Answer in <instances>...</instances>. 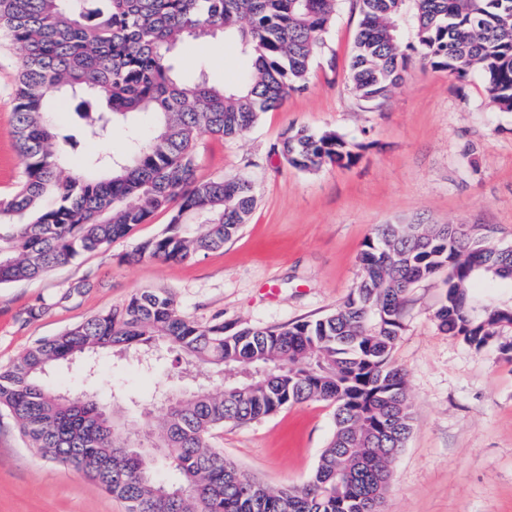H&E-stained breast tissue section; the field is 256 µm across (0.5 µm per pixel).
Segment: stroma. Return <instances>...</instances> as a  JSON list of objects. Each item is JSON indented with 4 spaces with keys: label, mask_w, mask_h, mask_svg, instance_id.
Segmentation results:
<instances>
[{
    "label": "stroma",
    "mask_w": 512,
    "mask_h": 512,
    "mask_svg": "<svg viewBox=\"0 0 512 512\" xmlns=\"http://www.w3.org/2000/svg\"><path fill=\"white\" fill-rule=\"evenodd\" d=\"M359 23L356 0H336L334 24L314 51L308 87L264 113L243 135L198 140L200 179L249 177L256 208L223 249L182 263L129 261L171 218L156 212L124 239L84 254L43 277L0 286V367L35 341L121 306L144 288L170 289L198 323L278 327L320 318L360 280L358 257L380 224H464L472 238L512 247V112L498 111L479 73L458 81L421 63L414 0H402L398 38L412 62L401 83L374 104L357 98L348 64ZM20 46L0 41V197L24 178L12 134ZM174 60L185 80L205 72L234 85L247 56L224 35L180 44ZM291 126L333 130L359 147L349 167L291 166L279 147ZM442 278L415 284L393 357L406 372L412 432L392 464L383 512H512V363L499 349L478 351L441 332L433 318ZM45 306L37 319L30 307ZM86 381L80 365L60 371L55 387L96 393L129 411L125 430L146 432L161 413L155 383L175 393L197 387L168 358L158 373L96 357ZM334 429L319 401L283 408L247 425H228L213 443L243 473L273 487L307 480ZM0 512H126L83 472L24 444L0 412Z\"/></svg>",
    "instance_id": "35a3bbf8"
}]
</instances>
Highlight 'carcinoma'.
Returning a JSON list of instances; mask_svg holds the SVG:
<instances>
[{"label":"carcinoma","instance_id":"1","mask_svg":"<svg viewBox=\"0 0 512 512\" xmlns=\"http://www.w3.org/2000/svg\"><path fill=\"white\" fill-rule=\"evenodd\" d=\"M0 0V36L19 44L13 134L25 177L0 199V285L36 279L77 256L125 238L159 210L170 223L136 249L141 258L179 263L224 247L256 206L249 180L197 177L201 134L233 139L307 87L314 50L334 23L336 0ZM349 72L365 102L385 98L404 78L408 57L396 34L401 0H360ZM422 59L459 80L481 73L491 102L512 112V0H416ZM221 31L250 57L233 88L172 74L167 54L186 38ZM59 92L106 101L77 106L84 140L105 145L114 124L134 112L156 116L152 136L129 131L127 151H101L65 171L52 101ZM280 151L293 167H349L360 154L341 135L288 128ZM52 203L42 205L45 197ZM454 224H382L364 241L359 286L315 321L228 331L199 324L163 288L137 291L118 308L38 341L0 367V410L29 447L84 472L127 512H381L390 466L412 429L406 376L393 360L404 305L417 282L445 274L434 319L477 350L498 346L512 327V304L478 307V284L512 282V255L455 231ZM212 378L162 408L150 430L160 470L130 445L125 416L93 393L67 398L50 372L106 350L148 372L152 346ZM308 400L333 408L334 431L307 482L272 488L249 478L212 446L215 431L270 416Z\"/></svg>","mask_w":512,"mask_h":512}]
</instances>
